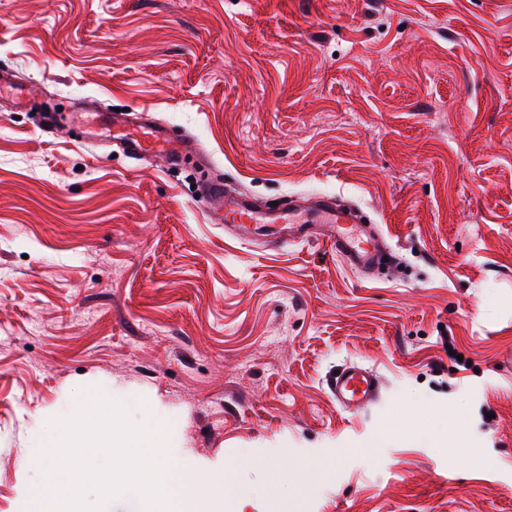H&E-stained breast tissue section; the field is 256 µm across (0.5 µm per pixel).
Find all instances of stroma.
<instances>
[{
    "label": "stroma",
    "instance_id": "1",
    "mask_svg": "<svg viewBox=\"0 0 512 512\" xmlns=\"http://www.w3.org/2000/svg\"><path fill=\"white\" fill-rule=\"evenodd\" d=\"M1 70L0 512L91 385L170 422L207 512H512V0H0ZM118 108L227 190L341 196L390 269L225 231ZM196 149V144L190 139H172L164 128H161L160 132L154 136V141L130 134L124 139L123 147L130 158L136 159L147 151H155L158 154H163L171 164L177 163L184 155ZM330 388L343 409L356 411L376 400L380 384L373 370L350 364L336 374Z\"/></svg>",
    "mask_w": 512,
    "mask_h": 512
}]
</instances>
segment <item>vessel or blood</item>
<instances>
[{
	"mask_svg": "<svg viewBox=\"0 0 512 512\" xmlns=\"http://www.w3.org/2000/svg\"><path fill=\"white\" fill-rule=\"evenodd\" d=\"M195 149L196 145L190 139L175 140L163 131L151 140L133 134L124 140V151L133 159L154 151L174 164ZM201 192L203 201L222 210L224 222L234 228L278 224L292 241L323 236L350 266L365 271L377 268L386 254L379 233L372 226L356 220L354 209L339 203L335 197H312L300 213L291 207L271 212L250 194L225 192L224 183L218 178L204 183ZM330 388L343 409L355 411L376 400L380 384L373 370L350 364L337 373Z\"/></svg>",
	"mask_w": 512,
	"mask_h": 512,
	"instance_id": "b4317fda",
	"label": "vessel or blood"
}]
</instances>
